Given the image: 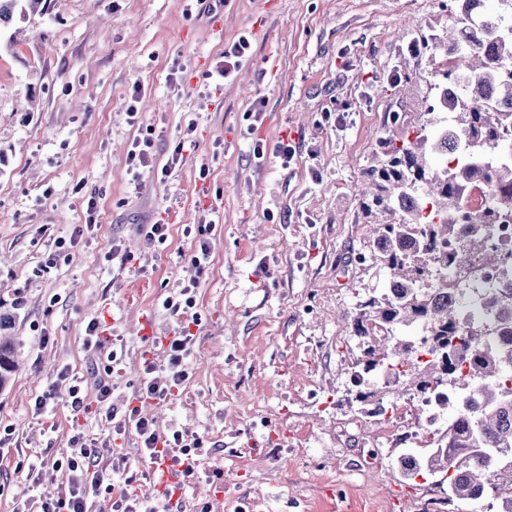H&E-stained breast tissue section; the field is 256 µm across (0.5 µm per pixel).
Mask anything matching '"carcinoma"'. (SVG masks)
I'll use <instances>...</instances> for the list:
<instances>
[{
	"instance_id": "cac0c4a2",
	"label": "carcinoma",
	"mask_w": 512,
	"mask_h": 512,
	"mask_svg": "<svg viewBox=\"0 0 512 512\" xmlns=\"http://www.w3.org/2000/svg\"><path fill=\"white\" fill-rule=\"evenodd\" d=\"M46 2L0 0V24L16 15L42 14ZM470 2L451 0L448 32L413 43L418 54L443 55L441 67L431 72L436 93L425 108L431 119L399 144L392 137L380 140L368 170L372 190L363 201L370 212L396 217L375 228L378 256L390 270L394 294L362 301L352 330L366 337L374 327L384 329V341L398 357L388 363L387 355L369 345L363 373L397 379L421 363L416 389L437 391L446 381L459 382L464 390L440 401L439 415L448 416V426L422 457L407 454L404 478L442 473L448 502L480 503L494 490L499 512H512V345L484 344L486 327L460 333L454 303H433L425 285L427 277L465 266L474 256L486 266L498 264L491 239L496 224L512 216V163L489 165L512 132V111L498 110L500 104L512 106V23H501L504 13L512 18V0H498L501 13L483 17L484 33L495 39L490 55L457 46L474 28ZM455 46L458 53L450 61L448 50ZM446 107L457 134L452 142L427 132V126L441 124L439 113ZM479 182L503 192L501 202L468 212L466 190ZM463 220L480 225L482 232L467 234ZM448 242L455 244L453 251L437 250V244ZM482 310L499 317L498 330L512 336L511 297L489 293ZM10 324V316L0 313V389L17 368L12 342L1 336ZM409 328L425 334V349L417 350L408 339Z\"/></svg>"
}]
</instances>
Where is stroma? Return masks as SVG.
<instances>
[{
  "label": "stroma",
  "instance_id": "35a3bbf8",
  "mask_svg": "<svg viewBox=\"0 0 512 512\" xmlns=\"http://www.w3.org/2000/svg\"><path fill=\"white\" fill-rule=\"evenodd\" d=\"M49 9L0 28V310L12 317L18 368L0 391V423L13 429L0 456V512L25 498L21 457L67 451L73 415L33 411L69 368L95 403L98 378L83 347L98 318L122 338L111 402L136 395L148 317L170 335L179 317L161 306L196 277L185 225L215 211L211 263L199 278L194 365L182 390L145 411L160 429L203 436L200 479L182 512H496L495 499L449 501L434 477L406 481L401 425L371 416L407 401V381L362 370L360 301L388 273L375 258V225L361 190L380 138L425 124L429 56L408 49L449 24L448 0H48ZM224 22L213 40L214 19ZM251 41L230 80L208 79L227 43ZM409 73L406 85L391 71ZM263 103L261 121L244 114ZM136 117H129V108ZM338 122L325 120V113ZM195 122V145L165 180L131 185L126 154L153 129L158 164ZM286 138L290 167L254 158L252 143ZM98 225L81 234L83 198ZM281 216L267 220V212ZM165 224V244L148 224ZM61 238L57 264L46 267ZM134 254L123 264L113 243ZM369 392L366 402L357 391ZM84 431L99 447L145 463L134 434L115 435L94 414Z\"/></svg>",
  "mask_w": 512,
  "mask_h": 512
}]
</instances>
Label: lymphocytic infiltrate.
<instances>
[{"label": "lymphocytic infiltrate", "instance_id": "1", "mask_svg": "<svg viewBox=\"0 0 512 512\" xmlns=\"http://www.w3.org/2000/svg\"><path fill=\"white\" fill-rule=\"evenodd\" d=\"M105 328L98 319H91L85 329L84 345L93 354H105L102 368L103 380L98 385L97 405L115 434L135 431L146 462L169 458L181 466V482L189 484L198 477V459L195 454L199 440L189 439L180 426H172L168 432H159L152 418L143 414L139 403L145 399L163 401L173 396L188 380L193 365L194 335L189 324H181L173 336L155 339L147 350L142 363L143 381L137 393L138 405H126L118 410L109 402L112 389L109 375L121 364V344H107ZM67 400L75 417L89 414L85 401L82 378L73 376L68 369H61L54 385L38 395L34 412L38 415L53 413L59 400ZM70 454L54 459L53 467L66 469L68 485L54 497L42 500L41 512H97L104 485L103 459L95 439L76 433L69 440Z\"/></svg>", "mask_w": 512, "mask_h": 512}]
</instances>
